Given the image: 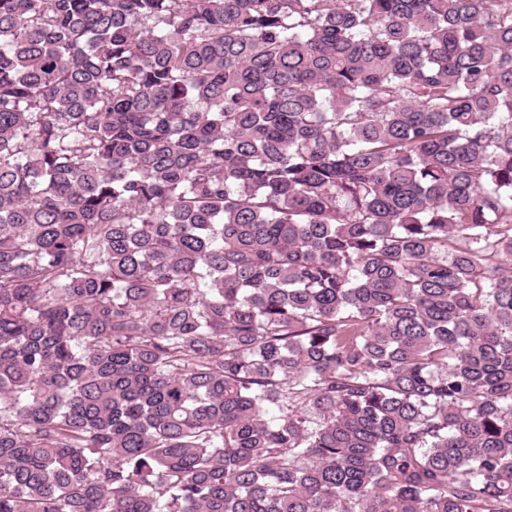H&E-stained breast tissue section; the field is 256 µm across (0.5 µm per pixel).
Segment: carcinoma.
Wrapping results in <instances>:
<instances>
[{
    "instance_id": "carcinoma-1",
    "label": "carcinoma",
    "mask_w": 512,
    "mask_h": 512,
    "mask_svg": "<svg viewBox=\"0 0 512 512\" xmlns=\"http://www.w3.org/2000/svg\"><path fill=\"white\" fill-rule=\"evenodd\" d=\"M0 512H512V0H0Z\"/></svg>"
}]
</instances>
